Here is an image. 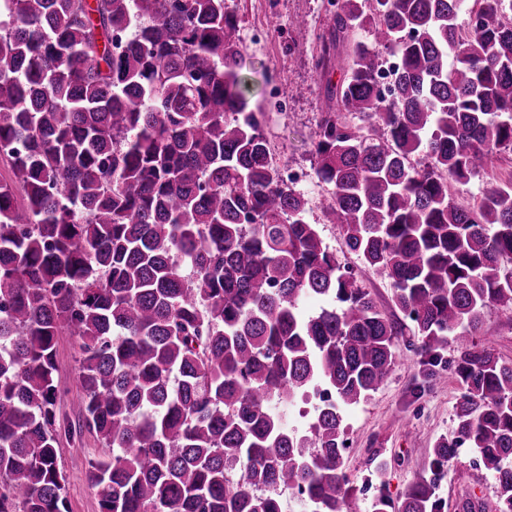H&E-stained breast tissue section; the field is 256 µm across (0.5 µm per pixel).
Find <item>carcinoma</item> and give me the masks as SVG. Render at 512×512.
Returning <instances> with one entry per match:
<instances>
[{
    "instance_id": "carcinoma-1",
    "label": "carcinoma",
    "mask_w": 512,
    "mask_h": 512,
    "mask_svg": "<svg viewBox=\"0 0 512 512\" xmlns=\"http://www.w3.org/2000/svg\"><path fill=\"white\" fill-rule=\"evenodd\" d=\"M463 2L338 0L314 34V71H344L315 130L323 220L391 280L397 321L280 179L224 0H0V512H66L64 335L108 450L88 469L100 512H283L286 490L343 512L342 412L408 331L430 379L454 345L463 392L399 510L372 512H444L462 446L512 512V363L476 341L485 309L512 310V179L473 206L452 193L512 152V0ZM313 387L334 399L288 427L272 403Z\"/></svg>"
}]
</instances>
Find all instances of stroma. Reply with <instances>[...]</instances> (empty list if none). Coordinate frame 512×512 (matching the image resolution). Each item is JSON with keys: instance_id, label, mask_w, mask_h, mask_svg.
I'll return each instance as SVG.
<instances>
[{"instance_id": "35a3bbf8", "label": "stroma", "mask_w": 512, "mask_h": 512, "mask_svg": "<svg viewBox=\"0 0 512 512\" xmlns=\"http://www.w3.org/2000/svg\"><path fill=\"white\" fill-rule=\"evenodd\" d=\"M226 7L236 15L243 40L242 74L248 97L252 106L262 107L266 114L265 130L278 164L309 172L298 186L308 201L309 222L316 224L330 252L341 266L353 270L378 307L390 318H400L390 280L381 271L364 268L348 251L339 227L324 223L320 201L326 188L311 173L313 138L326 102V82L339 80L341 73L336 70L324 77L312 70L315 46L293 22L302 18L311 29L322 30L329 22L330 7L326 0H226ZM276 83L287 95L288 107L277 106L270 98L269 87ZM478 340L504 361H512V320L497 310L485 311ZM407 342V337H400L398 363L389 377L366 402L345 415L348 451L344 465L354 486L348 501L350 512H368L371 499L381 493L393 504H401L409 485L423 473L426 454L438 440L453 434L454 407L462 393L454 373L456 353L444 352L439 365L442 377L430 386ZM79 356L74 338L61 337L56 356V376L63 391L57 405L58 464L67 475L68 512H99V497L86 473L104 448L83 425ZM439 494L447 503V512H463V503L470 499L481 503L482 512H497L493 474L471 465L465 457L440 480Z\"/></svg>"}]
</instances>
